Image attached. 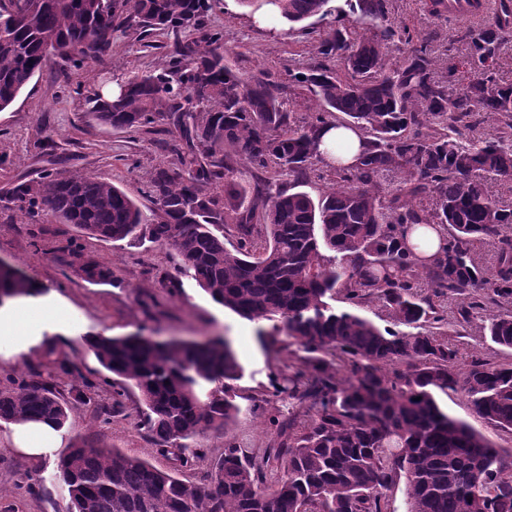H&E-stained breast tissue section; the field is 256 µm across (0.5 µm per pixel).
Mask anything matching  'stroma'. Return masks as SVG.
<instances>
[{"label": "stroma", "mask_w": 512, "mask_h": 512, "mask_svg": "<svg viewBox=\"0 0 512 512\" xmlns=\"http://www.w3.org/2000/svg\"><path fill=\"white\" fill-rule=\"evenodd\" d=\"M333 16L314 17L307 29H259L252 25L240 0H222L208 17V26L224 31V62L243 76L268 71L279 82L309 63L317 32L333 25ZM386 25L407 27L433 50L437 73H445L450 54L463 47L472 21L431 15L424 0H393ZM165 53L141 49L133 34L115 33L106 61L77 70L62 60L51 61L23 89L10 108L0 112V260L18 268L39 284L40 299L62 305L65 321L40 331L27 352L16 355L11 342L0 344V389L35 380L70 400L71 428L64 439L79 438L139 457L158 470L200 483L224 453L225 442L265 457L273 445V428L260 405L271 397L279 370L268 345V322H251L214 303L185 272L172 249L146 242L118 245L82 233L70 224L29 217L11 190L21 181L39 179L53 170L93 173L125 190L142 209L152 206L149 179L155 167L179 166L178 135L118 130L99 124L86 112L81 91L93 86L111 89L115 80L133 72L161 67ZM109 266L111 283L85 280L71 251ZM140 333L162 338H194L203 334L230 341L242 377L233 384L239 408L224 434H207L188 448L159 449L139 415L136 389L122 388L104 370L86 345L98 334ZM54 343L59 358L46 354ZM455 342L461 366L473 356L495 363L512 362V349L486 338L481 318L459 329ZM89 400H74V388ZM449 416L467 422L496 447L512 448V433L495 428L471 408L457 391L438 394ZM0 424V512H65V494L54 478L55 464L18 453Z\"/></svg>", "instance_id": "35a3bbf8"}]
</instances>
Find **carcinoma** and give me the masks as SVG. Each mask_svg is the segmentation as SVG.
<instances>
[{
  "mask_svg": "<svg viewBox=\"0 0 512 512\" xmlns=\"http://www.w3.org/2000/svg\"><path fill=\"white\" fill-rule=\"evenodd\" d=\"M24 2L18 13L13 0H0V112L53 56L82 69L110 56L118 31L140 41L163 36L172 44L160 69L128 76L121 93L92 89L84 102L116 129L152 132L166 121L183 151L181 167L154 169L148 214L112 183L68 170L20 182L12 198L92 237L168 245L215 303L288 336L274 349L288 385L263 406L277 437L272 487L268 461L233 444L205 482L192 483L117 448L76 441L55 470L66 512H386V492L401 481L407 512H475L478 500L482 512H512V450L437 402L438 392L459 390L479 416L512 431V365L476 357L459 371L448 311L434 302H453L465 323L486 315L485 335L512 349V310L491 311L512 301V202L486 187L512 181V84L497 78L512 0H485L465 55L443 79L424 39L383 25L391 0H349L371 28L323 31L288 86L319 103L301 120L268 73L244 78L224 64V31L206 27L215 0ZM241 2L273 4L291 25L331 13L330 0ZM327 125L363 133L354 164L326 162L319 133ZM238 158L263 171V182H236ZM329 173L332 187L320 197L300 190ZM284 175L293 181L279 182ZM390 177L397 183L388 191ZM225 224L238 233L231 250L216 233ZM417 227L452 232L427 256L407 244ZM485 243L496 248L492 268L475 257ZM78 270L92 283L112 281V270L91 260ZM41 292L0 262V307ZM338 294L349 307H336ZM368 301L382 304L394 328L361 315ZM86 344L103 369L138 390L160 448H185L236 417L231 382L242 367L222 336L95 335ZM70 413L37 381L0 389V422L64 429Z\"/></svg>",
  "mask_w": 512,
  "mask_h": 512,
  "instance_id": "obj_1",
  "label": "carcinoma"
}]
</instances>
